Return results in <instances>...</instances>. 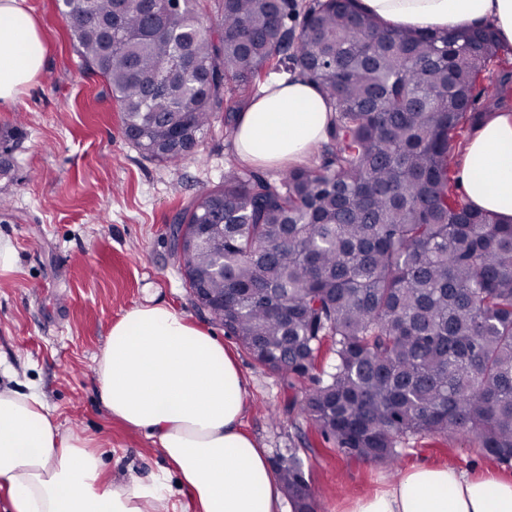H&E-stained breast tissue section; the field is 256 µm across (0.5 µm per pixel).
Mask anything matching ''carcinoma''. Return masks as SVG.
<instances>
[{
	"label": "carcinoma",
	"instance_id": "obj_1",
	"mask_svg": "<svg viewBox=\"0 0 512 512\" xmlns=\"http://www.w3.org/2000/svg\"><path fill=\"white\" fill-rule=\"evenodd\" d=\"M62 0L83 67L124 134L178 165L273 74L299 73L332 112L321 160L269 178L233 169L176 224L224 240L174 251L187 288L224 297V334L308 382L300 410L345 456L396 465L418 434L472 436L512 461V222L456 199L454 138L483 117L472 89L498 57L491 27L384 28L357 0ZM503 69L490 103H504ZM328 368H319L321 360ZM301 448L273 460L305 489Z\"/></svg>",
	"mask_w": 512,
	"mask_h": 512
}]
</instances>
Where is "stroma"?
<instances>
[{"label":"stroma","mask_w":512,"mask_h":512,"mask_svg":"<svg viewBox=\"0 0 512 512\" xmlns=\"http://www.w3.org/2000/svg\"><path fill=\"white\" fill-rule=\"evenodd\" d=\"M58 0H25L46 50L34 82L0 101V146L17 159L0 180V374L37 385L63 429L92 439L114 479L146 478L163 464L157 444L112 419L95 382V358L113 323L155 299L222 339L245 380L242 428L268 457L304 449L316 512H352L418 465L512 480V464L487 456L471 438H410L399 466L357 461L324 441L288 400L300 387L256 362L223 326L197 308L183 285L169 228L206 186L240 166L223 121L178 166L144 159L127 141L106 82L86 71Z\"/></svg>","instance_id":"obj_1"}]
</instances>
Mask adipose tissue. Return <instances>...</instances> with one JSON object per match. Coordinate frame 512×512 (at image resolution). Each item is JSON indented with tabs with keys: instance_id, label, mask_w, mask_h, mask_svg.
I'll list each match as a JSON object with an SVG mask.
<instances>
[{
	"instance_id": "adipose-tissue-1",
	"label": "adipose tissue",
	"mask_w": 512,
	"mask_h": 512,
	"mask_svg": "<svg viewBox=\"0 0 512 512\" xmlns=\"http://www.w3.org/2000/svg\"><path fill=\"white\" fill-rule=\"evenodd\" d=\"M372 16L409 30L490 24L512 44V0H361ZM45 63L32 16L0 0V100L18 97ZM330 114L302 78L264 89L240 118L242 161L273 167L307 157L326 138ZM461 181L474 209L512 219V113L477 123L464 145ZM107 413L158 444L166 462L150 478L104 476L89 439L61 429L36 387L0 388V491L10 512H279L280 487L263 449L242 430L244 380L215 336L161 301L113 323L97 359ZM177 485H170V475ZM354 512H512V482L469 479L418 466Z\"/></svg>"
}]
</instances>
